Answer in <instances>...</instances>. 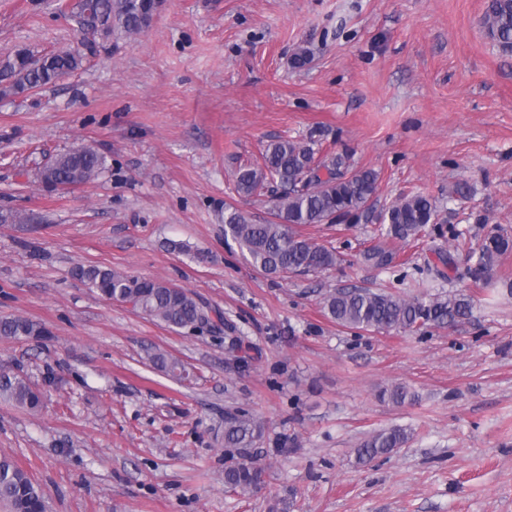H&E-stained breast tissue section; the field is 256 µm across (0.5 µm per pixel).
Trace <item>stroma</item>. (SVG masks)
I'll return each instance as SVG.
<instances>
[{
    "mask_svg": "<svg viewBox=\"0 0 512 512\" xmlns=\"http://www.w3.org/2000/svg\"><path fill=\"white\" fill-rule=\"evenodd\" d=\"M76 0H0V57L77 44ZM488 0H164L151 25L96 38L56 83L0 96V317L50 338L0 336V371L43 393L30 410L0 400V455L46 493L47 512H512V252L490 285L465 256L429 278L444 239L402 248L401 265L357 258L375 226L312 224L340 266L266 275L224 239V207L264 219L268 197L233 175L265 145L324 133L380 175L375 206L422 193L441 209L459 182L475 215L512 235V54L487 38ZM308 63L292 67L298 48ZM78 143L106 159L94 180L46 189L38 171ZM183 243L187 252L173 250ZM98 264L197 294L241 340L175 331L101 299L71 270ZM461 290L471 316L379 334L336 325L326 290ZM180 360L186 376L152 361ZM417 395L397 406L378 387ZM259 417L262 485H224V413ZM411 430L360 465L375 430ZM0 335L17 340L49 336V330L40 323L19 316L0 318Z\"/></svg>",
    "mask_w": 512,
    "mask_h": 512,
    "instance_id": "obj_1",
    "label": "stroma"
}]
</instances>
